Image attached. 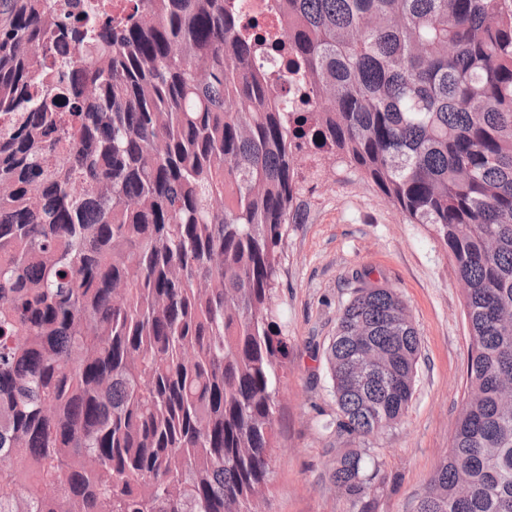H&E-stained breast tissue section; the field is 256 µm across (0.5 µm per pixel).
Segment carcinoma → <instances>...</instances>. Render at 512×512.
Wrapping results in <instances>:
<instances>
[{
  "mask_svg": "<svg viewBox=\"0 0 512 512\" xmlns=\"http://www.w3.org/2000/svg\"><path fill=\"white\" fill-rule=\"evenodd\" d=\"M0 0V512H260L299 162L348 161L464 284L470 351L415 512H512V0ZM299 84L300 101L277 91ZM366 272L327 348L341 433L412 399ZM377 473L336 456L358 512ZM270 4L271 0H244L243 7L245 12L257 16L264 23L273 24L279 28L283 27L282 16L271 10Z\"/></svg>",
  "mask_w": 512,
  "mask_h": 512,
  "instance_id": "carcinoma-1",
  "label": "carcinoma"
}]
</instances>
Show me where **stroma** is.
Masks as SVG:
<instances>
[{
    "mask_svg": "<svg viewBox=\"0 0 512 512\" xmlns=\"http://www.w3.org/2000/svg\"><path fill=\"white\" fill-rule=\"evenodd\" d=\"M301 208L289 225L275 292L288 338L278 397L268 512H356L330 484L340 448H365L378 476L368 512H413L448 453L465 391L470 339L463 289L430 226L406 223L346 162L323 153L302 168ZM395 288L420 337L415 390L396 424L362 439L338 435L326 351L355 273Z\"/></svg>",
    "mask_w": 512,
    "mask_h": 512,
    "instance_id": "35a3bbf8",
    "label": "stroma"
}]
</instances>
